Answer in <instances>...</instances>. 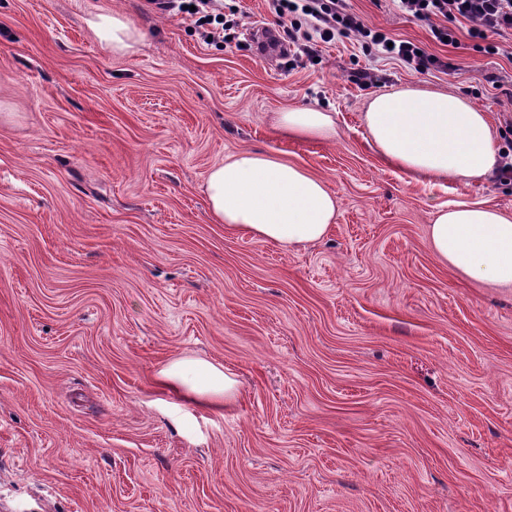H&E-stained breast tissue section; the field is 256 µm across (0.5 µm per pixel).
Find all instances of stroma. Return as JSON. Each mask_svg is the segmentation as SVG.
<instances>
[{"label":"stroma","instance_id":"stroma-1","mask_svg":"<svg viewBox=\"0 0 512 512\" xmlns=\"http://www.w3.org/2000/svg\"><path fill=\"white\" fill-rule=\"evenodd\" d=\"M350 4L449 70L345 37L258 59L253 23L289 28L268 0H224L245 32L213 43L153 0H0V512H512V291L427 239L448 202L512 215V182L411 181L363 124L378 93L452 91L512 154V56L463 20L445 46L391 0ZM112 12L134 51L90 28ZM301 107L335 140L273 128ZM245 152L325 182V240L286 252L214 222L207 173ZM186 358L233 398L156 383ZM102 43L109 48L129 50L143 40V35L120 13L98 14L89 22Z\"/></svg>","mask_w":512,"mask_h":512}]
</instances>
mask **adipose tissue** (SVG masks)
<instances>
[{
    "label": "adipose tissue",
    "mask_w": 512,
    "mask_h": 512,
    "mask_svg": "<svg viewBox=\"0 0 512 512\" xmlns=\"http://www.w3.org/2000/svg\"><path fill=\"white\" fill-rule=\"evenodd\" d=\"M90 26L114 49H132L143 39L119 13L97 15ZM363 119L381 159L412 178L466 186L489 178L497 165V135L486 112L458 94L399 87L375 95ZM273 121L296 138H336L332 114L315 108L278 112ZM204 190L211 216L225 229L287 251L323 239L336 218V200L322 179L270 155L246 152L213 166ZM428 240L456 275L512 288V215L482 203L452 202L439 207ZM159 377L214 407L234 394V380L205 360L173 362Z\"/></svg>",
    "instance_id": "ef3b65f1"
}]
</instances>
